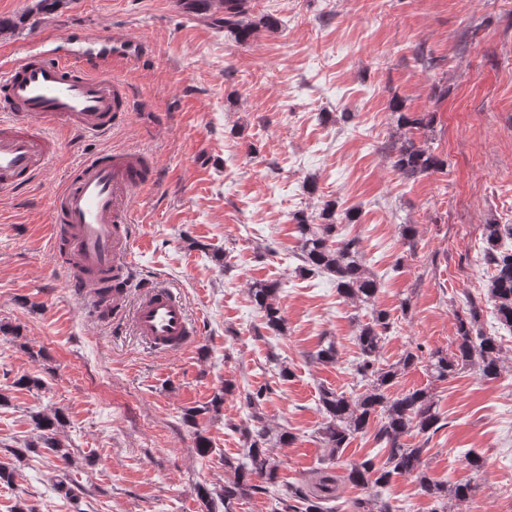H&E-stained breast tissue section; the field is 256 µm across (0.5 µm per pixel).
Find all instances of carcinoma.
I'll list each match as a JSON object with an SVG mask.
<instances>
[{"label": "carcinoma", "instance_id": "obj_1", "mask_svg": "<svg viewBox=\"0 0 512 512\" xmlns=\"http://www.w3.org/2000/svg\"><path fill=\"white\" fill-rule=\"evenodd\" d=\"M60 0H38L35 13L28 18L30 31L37 30L43 22L42 15L55 11ZM184 9L192 14L210 13L217 27L230 33L238 42H245L258 29H275L278 23L267 15L253 12L252 0H180ZM398 135L387 143V156L393 169L405 181L416 180L443 169L445 161L434 153L428 140H415V132L432 127L434 114L403 112L396 104ZM319 223L301 215L296 217L299 233L298 257L302 262L300 272L304 275L327 274L336 281V290L353 302H371L379 289V283L366 268L360 241L353 237L336 240V207L327 202L317 216ZM484 251L489 264L494 268L487 284V295L493 304L501 326L512 331V224L495 222L484 225ZM253 303L263 319L264 328L275 335L285 331V318L278 303V285L255 282L249 288ZM480 311L469 304L465 315L457 317L455 349L449 353L436 351L428 359L412 351L383 367L379 366L382 341L391 328L390 314L385 310H374L371 320L360 326L356 336L358 356L353 367L360 379L366 382V390L358 396H350L333 388L320 389L319 402L324 422L318 435L328 457L342 455L350 440L376 424L374 441L386 450L382 465L374 458L354 460L349 463L346 479L353 485L373 484L383 487L397 475H413L421 490L435 499L438 508L434 512H448V502L460 504L468 499V485H448L431 479L421 468L424 448L411 446L402 437L412 430L432 436L442 428L441 413L432 394L426 389L416 388L395 397L388 394L394 380L405 370L426 363V369L443 380L448 376L469 368L479 371L483 377L492 379L502 368L501 348L494 336L484 333L477 324ZM234 390V384L224 381V387L210 402L184 409L183 423L194 429L198 417L217 410L224 403V395ZM271 394L264 385L244 394V403L251 410L250 422L235 427L242 438L243 458H224V470L233 477L224 481V486L213 491L205 486L198 490L201 512H236L239 501L255 494L275 493L276 506L273 512H333L314 495L308 494L300 484H282L279 481L280 462L272 455V448L286 446L294 435L286 429L273 431L265 421L261 408ZM36 439L22 448H5L11 455L21 458L28 452L43 450L47 456L69 460L57 432L64 416L61 412H35L30 415ZM351 512H396V508L378 497H362L352 502Z\"/></svg>", "mask_w": 512, "mask_h": 512}]
</instances>
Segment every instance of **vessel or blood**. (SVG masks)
I'll return each mask as SVG.
<instances>
[{"label": "vessel or blood", "mask_w": 512, "mask_h": 512, "mask_svg": "<svg viewBox=\"0 0 512 512\" xmlns=\"http://www.w3.org/2000/svg\"><path fill=\"white\" fill-rule=\"evenodd\" d=\"M145 42L75 29L44 30L25 50L0 60V187L24 188L58 151L55 130L108 137L133 109L115 62L135 63ZM150 158L134 149H104L84 157L54 193L49 239L65 285L98 299L101 280L130 277L131 197L150 180ZM132 306V329L149 347L176 352L192 346L198 331L184 301L153 285L136 302L123 289L100 301V316L120 319Z\"/></svg>", "instance_id": "vessel-or-blood-1"}]
</instances>
